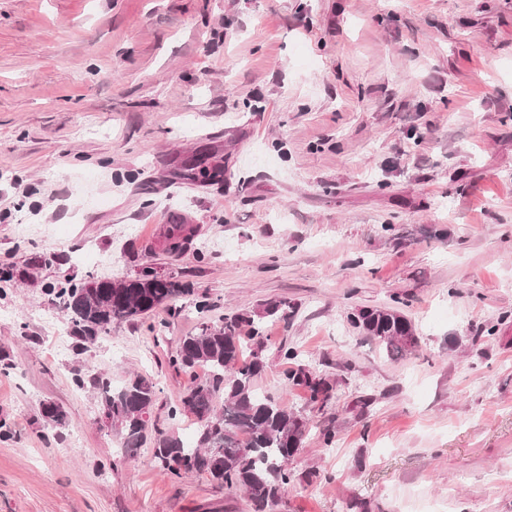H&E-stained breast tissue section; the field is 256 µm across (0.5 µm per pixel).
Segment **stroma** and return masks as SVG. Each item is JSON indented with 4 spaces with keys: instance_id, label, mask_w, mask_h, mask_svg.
Returning <instances> with one entry per match:
<instances>
[{
    "instance_id": "35a3bbf8",
    "label": "stroma",
    "mask_w": 512,
    "mask_h": 512,
    "mask_svg": "<svg viewBox=\"0 0 512 512\" xmlns=\"http://www.w3.org/2000/svg\"><path fill=\"white\" fill-rule=\"evenodd\" d=\"M147 267L192 295L81 349L54 288ZM199 300L292 311L256 388L310 432L272 512H512V0H0V512H254L120 455L98 402L147 376L150 430L193 439L170 359ZM362 308L417 347L387 356ZM350 322L377 341L388 356H402L418 345L410 320L397 310L362 309L350 316ZM278 352L291 365L285 373V386L306 389L311 393V399L319 405V410L325 407L333 396L334 383L300 360L294 348L280 346ZM318 395H322L319 401Z\"/></svg>"
}]
</instances>
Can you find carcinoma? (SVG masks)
Wrapping results in <instances>:
<instances>
[{
    "label": "carcinoma",
    "instance_id": "cac0c4a2",
    "mask_svg": "<svg viewBox=\"0 0 512 512\" xmlns=\"http://www.w3.org/2000/svg\"><path fill=\"white\" fill-rule=\"evenodd\" d=\"M190 292L176 277L160 282L148 271L79 285L69 281L55 295L69 312L86 350L112 321L144 318ZM283 305L271 301L254 312L226 315L219 324L204 320L196 332L181 339L172 364L186 371L204 369V376L193 377L180 403L170 411L173 419L186 413L195 417L192 445L163 432L148 439L156 402L152 379L136 374L116 388L102 382V411L122 439V453L135 456L150 443L155 462L172 476L201 473L230 491L243 490L255 512L277 505L294 481L289 463L303 447L307 429V419L284 401L255 389L270 347L265 323L283 317ZM350 322L391 357L418 345L410 320L397 310L362 309L350 316ZM279 353L289 364L285 386L306 389L319 407H325L333 396L334 383L300 360L295 349L282 345ZM41 415L54 427L66 425V412L53 402L43 404Z\"/></svg>",
    "mask_w": 512,
    "mask_h": 512
}]
</instances>
